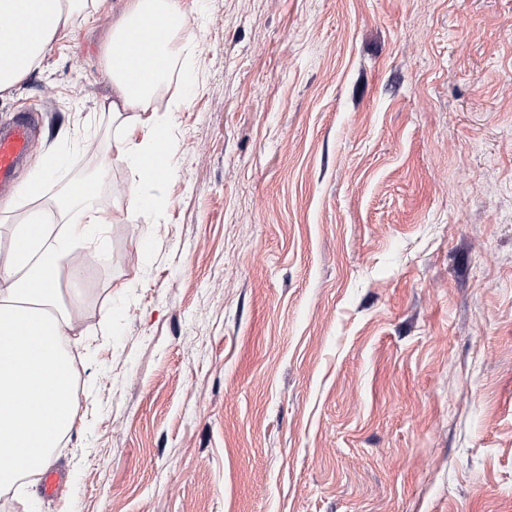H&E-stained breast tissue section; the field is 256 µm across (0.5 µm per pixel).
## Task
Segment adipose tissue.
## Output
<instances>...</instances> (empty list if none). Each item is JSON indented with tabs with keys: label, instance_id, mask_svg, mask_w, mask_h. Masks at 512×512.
Here are the masks:
<instances>
[{
	"label": "adipose tissue",
	"instance_id": "ef3b65f1",
	"mask_svg": "<svg viewBox=\"0 0 512 512\" xmlns=\"http://www.w3.org/2000/svg\"><path fill=\"white\" fill-rule=\"evenodd\" d=\"M77 0H0V91L20 82L41 60L52 39L64 35ZM184 0H121L105 50L112 78V126L121 130L120 160L138 177L139 210L153 209L158 189L173 174L168 124L155 115L159 90L170 79L171 60L184 64L183 93L197 89L188 65L190 47L176 31L186 23ZM64 164L44 156L22 195L31 204L14 225L0 259V491L41 473L75 426L78 398L67 354L74 330L61 310L64 284H76V258L103 241L106 217L95 205L97 182L77 179L56 200L58 225L39 199Z\"/></svg>",
	"mask_w": 512,
	"mask_h": 512
}]
</instances>
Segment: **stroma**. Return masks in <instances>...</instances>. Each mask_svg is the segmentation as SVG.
Wrapping results in <instances>:
<instances>
[{"label":"stroma","mask_w":512,"mask_h":512,"mask_svg":"<svg viewBox=\"0 0 512 512\" xmlns=\"http://www.w3.org/2000/svg\"><path fill=\"white\" fill-rule=\"evenodd\" d=\"M199 88L150 213L75 9L0 124L104 165L79 411L0 512H512V0H185ZM92 140L84 150L82 139Z\"/></svg>","instance_id":"35a3bbf8"}]
</instances>
